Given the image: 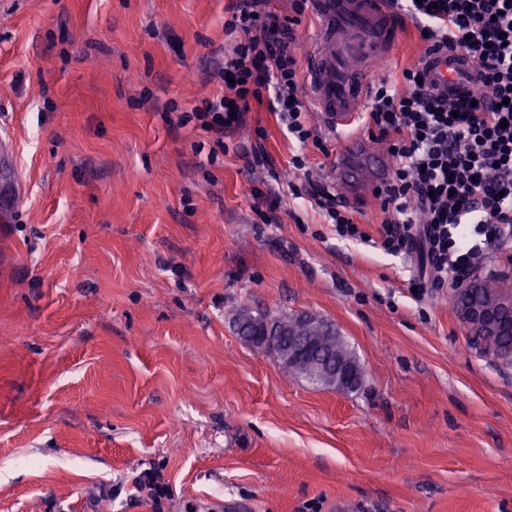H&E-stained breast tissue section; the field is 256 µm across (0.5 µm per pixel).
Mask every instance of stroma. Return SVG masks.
Segmentation results:
<instances>
[{
    "mask_svg": "<svg viewBox=\"0 0 512 512\" xmlns=\"http://www.w3.org/2000/svg\"><path fill=\"white\" fill-rule=\"evenodd\" d=\"M235 2L0 0L25 191L0 220V512H512V365L472 346L448 290L412 291L416 257L288 190L328 183L376 235L363 156L342 178L336 138L299 146L263 103L214 160L178 125L223 91ZM402 31L376 77L423 55ZM242 306L329 320L363 386L287 376L236 334ZM146 470L161 506L132 487Z\"/></svg>",
    "mask_w": 512,
    "mask_h": 512,
    "instance_id": "1",
    "label": "stroma"
}]
</instances>
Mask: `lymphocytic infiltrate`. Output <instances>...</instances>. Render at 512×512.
<instances>
[{"label": "lymphocytic infiltrate", "instance_id": "f902f5d3", "mask_svg": "<svg viewBox=\"0 0 512 512\" xmlns=\"http://www.w3.org/2000/svg\"><path fill=\"white\" fill-rule=\"evenodd\" d=\"M418 28L427 52L452 48L472 60L477 80L453 97L436 91L422 64L403 69L401 83L372 86L361 122L389 143L392 168L374 189L383 219L381 246L392 255L419 253V284L447 286L471 275L477 259L512 235V0H395ZM224 31L234 42L218 76L222 95L180 113L198 122L226 151L225 133L243 121L251 100L270 89L268 108L299 143L311 132L299 97L298 32L270 0H243ZM334 224L338 236L368 241L329 185L293 188Z\"/></svg>", "mask_w": 512, "mask_h": 512}]
</instances>
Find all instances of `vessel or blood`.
<instances>
[{"mask_svg":"<svg viewBox=\"0 0 512 512\" xmlns=\"http://www.w3.org/2000/svg\"><path fill=\"white\" fill-rule=\"evenodd\" d=\"M311 9L316 31L306 85L324 126L340 134L361 117L374 67L395 50L400 23L387 0H312ZM425 67L428 81L450 95L465 94L476 70L452 51L430 55ZM22 198L14 145L0 138V209Z\"/></svg>","mask_w":512,"mask_h":512,"instance_id":"1","label":"vessel or blood"}]
</instances>
